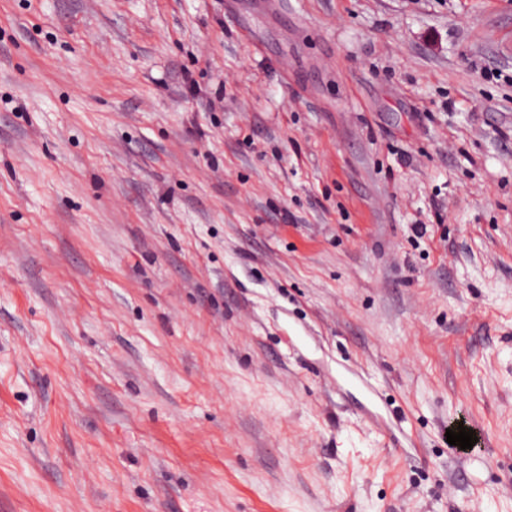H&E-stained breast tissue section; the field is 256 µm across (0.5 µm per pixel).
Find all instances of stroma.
Instances as JSON below:
<instances>
[{"mask_svg": "<svg viewBox=\"0 0 512 512\" xmlns=\"http://www.w3.org/2000/svg\"><path fill=\"white\" fill-rule=\"evenodd\" d=\"M0 512H512V0H0Z\"/></svg>", "mask_w": 512, "mask_h": 512, "instance_id": "stroma-1", "label": "stroma"}]
</instances>
